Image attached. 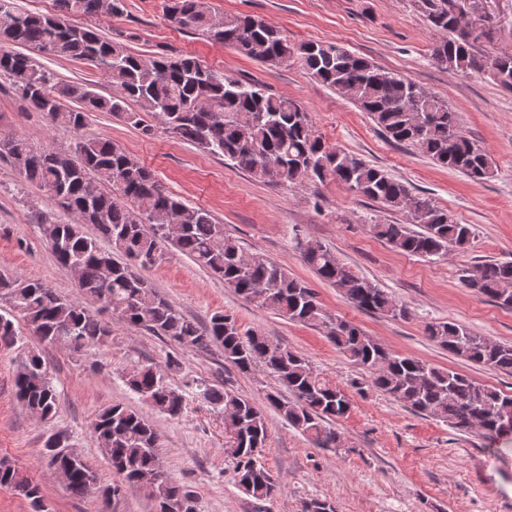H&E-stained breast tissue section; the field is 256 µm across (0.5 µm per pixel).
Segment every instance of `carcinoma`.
<instances>
[{"label": "carcinoma", "mask_w": 512, "mask_h": 512, "mask_svg": "<svg viewBox=\"0 0 512 512\" xmlns=\"http://www.w3.org/2000/svg\"><path fill=\"white\" fill-rule=\"evenodd\" d=\"M56 0L52 14L23 11L0 0V72L27 106L54 123L76 131L91 112L120 114L142 127L140 113L155 115L165 132L202 151L222 156L257 181L292 185L304 179L329 178L350 192L405 210L406 224H371L369 230L395 250L424 258L465 250L474 238L473 225L428 198L412 193L384 169L348 152L329 149L312 130L308 113L295 101L275 95L260 82L246 83L211 69L193 57H157L147 62L94 28L70 25L65 17L92 16L120 9V0ZM429 26L440 34L432 57L443 69L488 71L502 89L512 93V54L486 61L478 52L480 35L461 27L455 0H421ZM170 20L181 28L202 31L237 53L270 64L300 63L310 78L343 94L390 140L408 144L433 162L473 180L494 176L488 153L461 129L456 113L414 80L389 72L339 44L292 42L275 26L249 15L226 14L215 19L208 0H169ZM20 45L63 59L93 64L113 92L102 95L88 83L62 82L32 56L12 50ZM139 111H128L129 103ZM0 157L7 158L24 178L44 189L58 207L74 215L63 223L44 220L42 228L59 264L76 270L81 293L99 304L93 312L78 298L57 293L39 280L0 274V300L17 312L43 343L65 337L72 352L105 346L117 315L128 326L182 348L218 344L224 362L241 373L264 369L289 393L266 394L267 403L289 426L317 448H338L341 434L329 423L346 416L350 398L336 381L315 369L307 357L275 344L256 332H243L222 311L201 326L173 307L135 268L153 267L163 259L167 243L194 260L244 299L284 319L323 330L336 348L368 374L371 385L415 413L430 416L461 433L484 436L512 426V394L426 360L395 353L356 324L335 317L319 302L314 289L280 264L245 253L205 209L185 204L151 172L111 142L79 138L74 149H37L28 142L0 138ZM94 224L112 248L85 234ZM305 263L318 279L336 288L359 309L407 315L375 282L358 275L331 248L300 239ZM129 262L118 261L113 251ZM464 280L500 307L512 309V262L485 263ZM425 335L452 355L480 367L512 374V344L476 336L452 321H432ZM11 317L0 314V344L18 341ZM181 367L175 354L163 365L134 362L123 371L125 385L171 419L180 418L185 397L171 386L169 374ZM17 399L39 420L58 410V396L40 355L21 362L14 378ZM201 397L224 423L238 427L234 475L238 487L259 505L274 497L278 485L261 462L268 429L264 409L232 390L205 385ZM97 442L108 449L119 481L112 491L134 487L145 474H159L150 485L156 512H198L197 499L175 477L161 473V434L137 410L122 404L102 409L91 424ZM47 448L60 449L66 487L78 497L96 494L97 476L87 462L65 449L69 435L48 437ZM0 486H12L29 501L31 512H45L39 484L0 462Z\"/></svg>", "instance_id": "obj_1"}]
</instances>
